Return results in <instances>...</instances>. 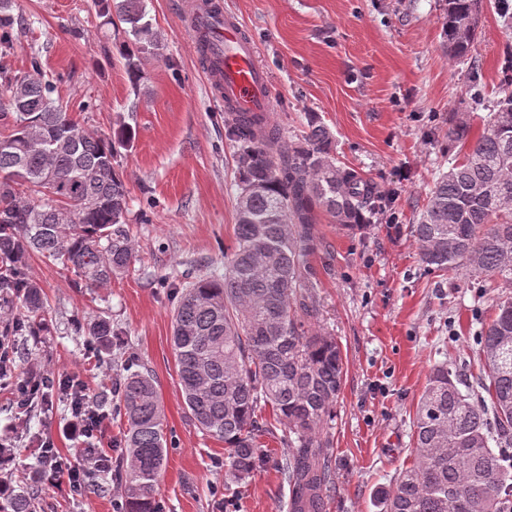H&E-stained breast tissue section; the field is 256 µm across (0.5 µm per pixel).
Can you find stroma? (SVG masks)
Returning a JSON list of instances; mask_svg holds the SVG:
<instances>
[{
  "label": "stroma",
  "mask_w": 512,
  "mask_h": 512,
  "mask_svg": "<svg viewBox=\"0 0 512 512\" xmlns=\"http://www.w3.org/2000/svg\"><path fill=\"white\" fill-rule=\"evenodd\" d=\"M258 47L275 93L271 118L285 139L300 137L316 113L335 140L336 157L389 191L393 201L351 234L321 217L327 255H315L320 314L315 330L335 336L345 381L331 423L336 485L326 512H381L377 498L413 461V419L432 369L457 368L462 387H477L475 336L504 294L497 282L472 287L450 272L426 275L413 233L439 172L448 168V117L459 112L481 131L500 96L512 60V24L498 0H483L470 65L444 45L441 0H223ZM164 45L142 58L133 85L114 41L99 28L95 0H14L17 21L8 59L15 73L38 57L56 81L61 104L75 108L88 133L120 124L134 130L117 167L129 192L128 227L136 259L108 288H79L73 273L40 256L29 276L43 288L51 321L37 336L14 339L11 381H0V438L14 448L0 474L23 483L44 465L37 449L53 438L61 454L92 448L119 456V424L100 403L103 382L126 363L151 371L172 439L160 481L163 512H224V444L191 420L176 372L172 315L174 276L219 274L235 245L237 171L224 138V106L211 94L203 61L185 25L184 0H146ZM152 205V221L137 216ZM107 317L125 333L111 363L98 362L76 335L75 319ZM81 379L100 417L93 437L67 435L63 399H35L16 409L13 382L30 366ZM282 431L267 436V464L235 489L238 512H288V485L277 462ZM121 485L74 495L66 485L39 484L43 512H112Z\"/></svg>",
  "instance_id": "35a3bbf8"
}]
</instances>
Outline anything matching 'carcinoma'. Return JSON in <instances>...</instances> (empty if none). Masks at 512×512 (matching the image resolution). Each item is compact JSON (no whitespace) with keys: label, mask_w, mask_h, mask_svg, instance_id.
<instances>
[{"label":"carcinoma","mask_w":512,"mask_h":512,"mask_svg":"<svg viewBox=\"0 0 512 512\" xmlns=\"http://www.w3.org/2000/svg\"><path fill=\"white\" fill-rule=\"evenodd\" d=\"M145 0H97L99 27L123 24L119 54L132 84L140 59L162 55L146 20ZM13 0H0V51L14 49ZM480 0H444L443 33L451 57L470 56ZM31 71H3L0 96V293L20 311L0 335L35 334L48 323L41 286L27 269L32 255L104 288L135 258L127 228L128 190L115 167L132 139L79 128L54 97L56 86ZM238 173L234 250L221 275L181 289L173 313V346L185 404L199 428L224 442L225 483L251 477L268 459L261 438L284 428L278 463L290 492L289 512H325L335 485L328 432L344 378L336 338L306 328L318 319L311 257L326 251L317 213L354 231L379 204L378 186L336 160L329 130L317 119L302 140L286 143L262 112L225 110ZM448 170L439 173L414 233L424 272L463 271L483 287L512 288V90L503 89L479 134L459 115L448 123ZM99 351L123 343L110 320L75 321ZM483 389L464 392L448 365L437 366L413 420L412 464L383 497L382 512H512V296L477 334ZM122 425L124 477L117 512H163L160 478L168 454L165 414L147 371L112 382ZM270 407V417L261 413ZM38 488L0 479V512H37Z\"/></svg>","instance_id":"1"}]
</instances>
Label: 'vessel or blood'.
<instances>
[{"mask_svg":"<svg viewBox=\"0 0 512 512\" xmlns=\"http://www.w3.org/2000/svg\"><path fill=\"white\" fill-rule=\"evenodd\" d=\"M214 25V34L224 46L221 58L205 63L210 90L216 100L236 112H268L274 97L267 72L257 63V46L236 17L225 12L220 0H192L187 29L199 37L202 21Z\"/></svg>","mask_w":512,"mask_h":512,"instance_id":"b4317fda","label":"vessel or blood"}]
</instances>
